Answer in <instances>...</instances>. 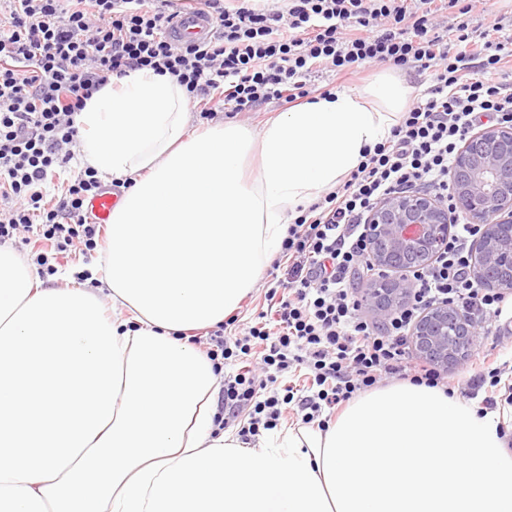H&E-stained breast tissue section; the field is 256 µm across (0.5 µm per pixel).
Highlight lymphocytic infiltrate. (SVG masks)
Wrapping results in <instances>:
<instances>
[{
    "mask_svg": "<svg viewBox=\"0 0 512 512\" xmlns=\"http://www.w3.org/2000/svg\"><path fill=\"white\" fill-rule=\"evenodd\" d=\"M83 1L0 0V198L15 203L0 218V244L24 230L50 242L52 253L78 242L97 248L101 229L85 214L101 188L96 172L69 180L51 206L42 187L72 158L74 113L128 71L171 74L205 116L217 99L235 114L274 99L298 102L321 70L346 76L388 63L432 74L342 189L289 225L278 258L286 277L266 293L274 325L257 323L231 341L211 334L207 358L239 363L224 377V407L234 417L248 410L242 439L276 428L289 404L303 423L326 427L327 415L384 377L446 385L444 370L409 363L411 331L426 312L452 304L468 322L503 330L512 304L473 277L481 227L458 213L441 253L406 271L410 298L384 323L361 316L354 280L370 270L366 231L376 206L414 192L451 200V166L465 141L486 123L512 126V15L480 32L470 18L481 0H278L263 8L207 0L215 35L178 45L167 35L182 12L176 0L154 8L87 0V9ZM298 370L303 386L284 384Z\"/></svg>",
    "mask_w": 512,
    "mask_h": 512,
    "instance_id": "obj_1",
    "label": "lymphocytic infiltrate"
}]
</instances>
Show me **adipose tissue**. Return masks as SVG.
Returning <instances> with one entry per match:
<instances>
[{
  "label": "adipose tissue",
  "mask_w": 512,
  "mask_h": 512,
  "mask_svg": "<svg viewBox=\"0 0 512 512\" xmlns=\"http://www.w3.org/2000/svg\"><path fill=\"white\" fill-rule=\"evenodd\" d=\"M387 70L278 113L187 133L176 77L134 70L73 116L82 167L130 179L104 261L45 288L0 248V512H512V413L390 385L326 428L246 447L214 366L180 335L223 323L301 208L411 100Z\"/></svg>",
  "instance_id": "1"
}]
</instances>
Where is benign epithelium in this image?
<instances>
[{"label": "benign epithelium", "mask_w": 512, "mask_h": 512, "mask_svg": "<svg viewBox=\"0 0 512 512\" xmlns=\"http://www.w3.org/2000/svg\"><path fill=\"white\" fill-rule=\"evenodd\" d=\"M455 198L476 223L479 282L492 288H512V128L491 126L472 135L455 157ZM452 225L448 211L423 193L395 194L369 215L367 237L370 263L401 271L427 263L447 244ZM402 278L388 277L367 289L365 301L376 317L385 318L408 299ZM474 328L461 330L455 307H442L421 318L413 336L417 352L443 366L464 359Z\"/></svg>", "instance_id": "7a95c632"}]
</instances>
